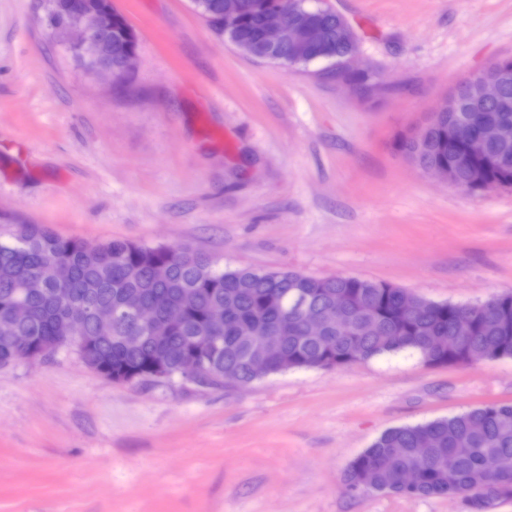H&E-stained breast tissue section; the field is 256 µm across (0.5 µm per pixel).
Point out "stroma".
Wrapping results in <instances>:
<instances>
[{"instance_id": "1", "label": "stroma", "mask_w": 512, "mask_h": 512, "mask_svg": "<svg viewBox=\"0 0 512 512\" xmlns=\"http://www.w3.org/2000/svg\"><path fill=\"white\" fill-rule=\"evenodd\" d=\"M379 89L252 60L190 0H112L139 59L111 85L0 0V227L184 246L224 268L383 281L435 301L512 292V189L467 194L395 147L434 102L512 57V0H329ZM512 403V360L400 354L248 387L115 384L75 348L0 368V512H467L352 494L388 428Z\"/></svg>"}]
</instances>
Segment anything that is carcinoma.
<instances>
[{"label":"carcinoma","instance_id":"cac0c4a2","mask_svg":"<svg viewBox=\"0 0 512 512\" xmlns=\"http://www.w3.org/2000/svg\"><path fill=\"white\" fill-rule=\"evenodd\" d=\"M246 12L225 29L214 32L232 44L259 40L261 16L279 0H247ZM326 45L343 53L346 43L336 17L325 18ZM132 40L119 22L112 27V64L121 62ZM460 152L450 142L448 121L410 148L420 164L446 162ZM456 180L468 192L496 182L512 188V141L493 147L489 156L456 169ZM165 264V280L155 278ZM68 267L67 281L57 278V267ZM0 266L11 271L0 279V367L23 361L31 354L46 356L58 350L56 340L67 335L66 323L75 307L82 311L89 345L80 359L107 374L149 379L154 365L175 378L183 377L202 361L209 386H224V373L242 383L255 381L253 363L260 358L267 374L292 369H335L406 353L429 367L455 366L471 356L512 360V293L484 302L485 312L474 319L469 333L456 335V324L467 319L470 306L417 297L413 311L403 308L410 292L387 283L336 276L316 279L295 271L219 268L211 259L178 246H147L115 239L90 243L65 238L42 224H21L11 238L0 240ZM127 293L144 295L165 318L179 304L183 319L163 329V339L148 337L137 350H128L121 337L139 331L124 318L112 324L109 335H99L92 311L113 306ZM304 298V315L294 311ZM31 309L19 322L12 306ZM227 314L218 329L208 323V312ZM347 316L351 330L338 332L329 325L311 336L304 316H323L331 310ZM280 337L276 354L266 356L259 337ZM495 454L508 470L491 476L482 458ZM455 468L448 471V456ZM419 469L415 487L404 490L402 475ZM347 486L408 498L448 496L466 501L469 512H491L512 500V403H489L466 412L416 425L384 431L348 464Z\"/></svg>","mask_w":512,"mask_h":512}]
</instances>
